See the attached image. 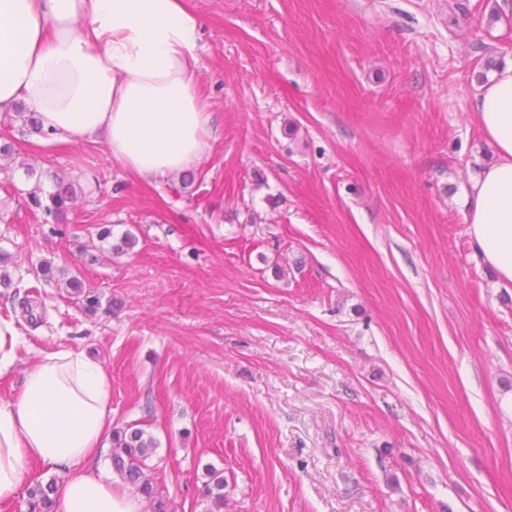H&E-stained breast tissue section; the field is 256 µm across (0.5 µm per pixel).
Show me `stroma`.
<instances>
[{
    "instance_id": "stroma-1",
    "label": "stroma",
    "mask_w": 512,
    "mask_h": 512,
    "mask_svg": "<svg viewBox=\"0 0 512 512\" xmlns=\"http://www.w3.org/2000/svg\"><path fill=\"white\" fill-rule=\"evenodd\" d=\"M190 2L215 117L191 179L0 113V313L20 336L0 401L37 352H86L114 426L157 440L176 512H208L210 466L222 512H512V289L460 204L512 0ZM61 184L58 222L30 193ZM105 225L135 247L113 254ZM208 478L205 495L210 500L211 507L216 509L210 512H221L224 508V475L220 470H211Z\"/></svg>"
}]
</instances>
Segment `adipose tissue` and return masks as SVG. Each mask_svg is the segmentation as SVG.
<instances>
[{"label":"adipose tissue","instance_id":"adipose-tissue-1","mask_svg":"<svg viewBox=\"0 0 512 512\" xmlns=\"http://www.w3.org/2000/svg\"><path fill=\"white\" fill-rule=\"evenodd\" d=\"M202 23L187 0H0V112L25 103L71 142L104 134L130 172L165 178L207 154L212 114L194 67ZM493 154L464 205L476 256L512 288V55L470 103ZM111 381L86 353L42 351L0 403V506L34 469L68 468L51 512H148L95 468L112 434Z\"/></svg>","mask_w":512,"mask_h":512}]
</instances>
